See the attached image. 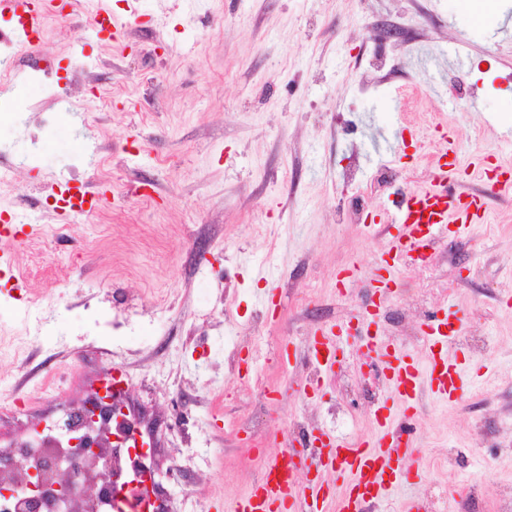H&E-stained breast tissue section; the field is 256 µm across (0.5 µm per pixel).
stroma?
I'll return each instance as SVG.
<instances>
[{"label":"stroma","mask_w":512,"mask_h":512,"mask_svg":"<svg viewBox=\"0 0 512 512\" xmlns=\"http://www.w3.org/2000/svg\"><path fill=\"white\" fill-rule=\"evenodd\" d=\"M121 45L99 40L89 7L47 14L37 50L17 47L0 84V211L31 232L15 250L16 284L0 278V378L30 409L0 417V439L87 398L111 362L128 374L123 403L153 444L169 512H225L258 480L256 457L231 423L262 433L264 455L283 447L291 421L348 441L373 432V409L341 394L335 373L307 360L319 331L354 320L390 348L424 358L433 318L459 333L464 391L454 402L422 389L415 456L424 481L395 488L385 512L408 502L437 512H508L512 488V198L498 197L478 167L512 166V39L498 32L512 0L476 21L463 0H111ZM388 24L403 36L380 41ZM388 65L366 66L373 50ZM52 61L57 81L38 66ZM460 146V192L483 197L485 221L451 225L438 297L417 300L399 269L389 301L406 335L365 312L383 264L379 231L395 186L432 177L434 129ZM399 179L375 182L381 169ZM91 182L103 205L62 221L51 178ZM153 186L151 197L129 195ZM359 199L367 220L341 222ZM209 226L205 256L192 252ZM358 266L338 291L337 269ZM276 292L264 328L253 316ZM138 315L112 327L113 299ZM486 343L475 353L467 337ZM239 350L259 381L228 372ZM194 420L191 439L171 428ZM190 457L184 481L164 478L172 456ZM461 485L485 487L478 498Z\"/></svg>","instance_id":"35a3bbf8"}]
</instances>
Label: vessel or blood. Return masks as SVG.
I'll return each mask as SVG.
<instances>
[{
  "instance_id": "1",
  "label": "vessel or blood",
  "mask_w": 512,
  "mask_h": 512,
  "mask_svg": "<svg viewBox=\"0 0 512 512\" xmlns=\"http://www.w3.org/2000/svg\"><path fill=\"white\" fill-rule=\"evenodd\" d=\"M54 0H0V14L15 19L13 35L28 48H35L34 34L40 31L45 15ZM434 178L430 186L410 191L398 204L391 223L398 233L387 242L391 257H415L428 254L432 245L448 234L452 224H472L480 220L484 203L449 189L448 181L458 171V146L447 128L436 127ZM57 195L63 202L62 217L76 215L78 208L93 203L96 195L90 188L73 192L69 180L56 182ZM452 334L440 325L429 326L424 333L428 354L423 367H415L405 355L390 354L387 346L374 344L373 350L386 379L388 397L412 403L421 385H428L442 400L456 399L462 386L459 366L446 348ZM342 336L334 329L321 330L314 337L309 353L324 359L326 370H333L340 351ZM372 438L350 442L334 432L321 430L315 436L320 448L311 465L316 479L299 484L296 460L283 454L269 457L260 479L233 504V512H368L370 506L384 502L397 485L417 482L420 468L409 465L413 454L408 424H392L384 414L374 417ZM343 473L341 485H331L328 474Z\"/></svg>"
}]
</instances>
